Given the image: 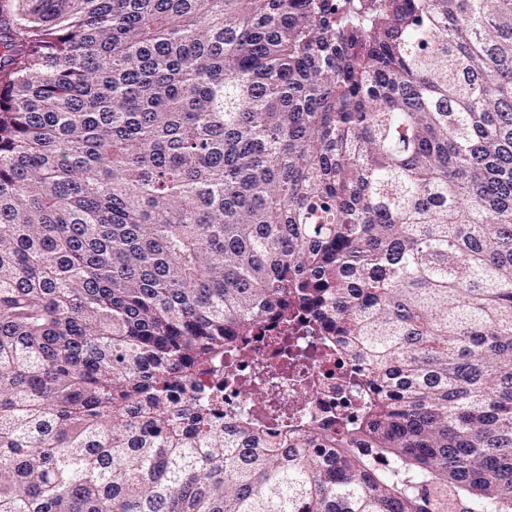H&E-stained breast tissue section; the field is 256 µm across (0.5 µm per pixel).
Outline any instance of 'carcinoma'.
I'll return each instance as SVG.
<instances>
[{
  "label": "carcinoma",
  "instance_id": "1",
  "mask_svg": "<svg viewBox=\"0 0 512 512\" xmlns=\"http://www.w3.org/2000/svg\"><path fill=\"white\" fill-rule=\"evenodd\" d=\"M298 312L358 419L227 427ZM0 512H512V0H0Z\"/></svg>",
  "mask_w": 512,
  "mask_h": 512
}]
</instances>
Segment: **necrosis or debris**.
<instances>
[{"mask_svg": "<svg viewBox=\"0 0 512 512\" xmlns=\"http://www.w3.org/2000/svg\"><path fill=\"white\" fill-rule=\"evenodd\" d=\"M235 370L234 378L224 382L228 424L263 419L268 431L280 433L275 417H261L256 401L260 394L287 410L290 425L317 437L339 430L361 407L356 367L328 347L306 317L285 329L261 324Z\"/></svg>", "mask_w": 512, "mask_h": 512, "instance_id": "necrosis-or-debris-1", "label": "necrosis or debris"}]
</instances>
